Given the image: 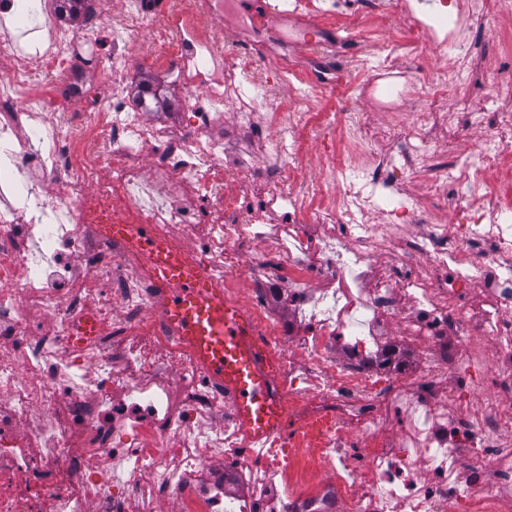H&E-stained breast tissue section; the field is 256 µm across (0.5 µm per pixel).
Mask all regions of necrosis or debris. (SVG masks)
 <instances>
[{"label": "necrosis or debris", "mask_w": 512, "mask_h": 512, "mask_svg": "<svg viewBox=\"0 0 512 512\" xmlns=\"http://www.w3.org/2000/svg\"><path fill=\"white\" fill-rule=\"evenodd\" d=\"M31 6L39 22L0 0V512H512V201L491 183L512 156V67L493 77L477 162L430 169L431 197L464 183L479 199L464 222L389 178L427 163L435 127L473 122L446 92L473 82L468 32L485 0L450 13L402 0L411 50L450 51L426 111L380 126L345 112L308 138L305 113L256 117L270 81L225 57L224 0H123L116 13L89 0L76 22L55 0ZM103 41L106 99L75 55ZM141 41L181 93L182 124L131 103ZM339 127L338 164L319 146ZM257 134L268 161L251 171ZM305 170L313 181L298 182ZM328 193L334 206L315 207ZM108 224L153 225L213 278L250 284L269 352L256 369L287 436L248 437L163 319L149 258ZM296 466L312 489L289 481Z\"/></svg>", "instance_id": "1"}]
</instances>
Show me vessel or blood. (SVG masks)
I'll list each match as a JSON object with an SVG mask.
<instances>
[{
    "label": "vessel or blood",
    "mask_w": 512,
    "mask_h": 512,
    "mask_svg": "<svg viewBox=\"0 0 512 512\" xmlns=\"http://www.w3.org/2000/svg\"><path fill=\"white\" fill-rule=\"evenodd\" d=\"M157 275L171 288L164 318L179 328L200 364L230 392L244 430L255 440L281 431L276 402L252 370L259 353L257 327L241 304L200 267L162 264Z\"/></svg>",
    "instance_id": "vessel-or-blood-1"
}]
</instances>
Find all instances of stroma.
<instances>
[{
  "label": "stroma",
  "mask_w": 512,
  "mask_h": 512,
  "mask_svg": "<svg viewBox=\"0 0 512 512\" xmlns=\"http://www.w3.org/2000/svg\"><path fill=\"white\" fill-rule=\"evenodd\" d=\"M506 14H492L478 20L472 31L478 71L489 73L503 63L502 51L507 47V30L512 27V0H503ZM319 28L324 41L318 47H304V25ZM268 60L257 63L262 74L276 78V88L264 106L265 111L281 112L293 90L302 88L306 94L295 109L310 115L360 112L367 123L385 124L391 113L380 106L372 86L376 75L369 65L383 55L389 46H400L396 82L412 88L413 93L396 104V110L424 111L428 104L432 74L448 63L447 50L429 45L420 52H407L414 39L395 0H344L340 11L315 12L303 23L269 21ZM483 131L479 125H467L456 137L447 129L435 131L431 140L433 160L456 163L477 157ZM406 195L420 198L424 207L439 210L447 223L455 224L459 215L454 205H439L427 196L425 171L398 170L391 176Z\"/></svg>",
  "instance_id": "1"
}]
</instances>
